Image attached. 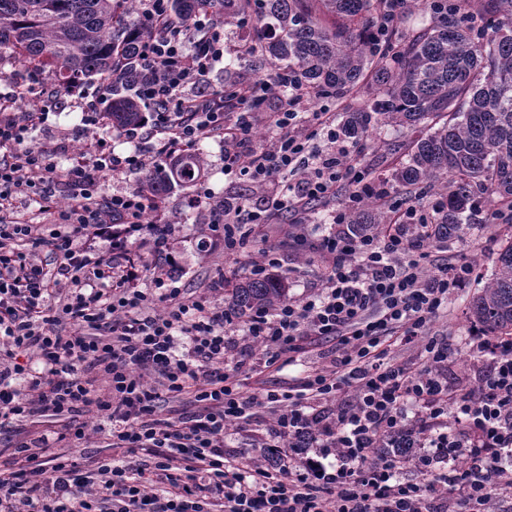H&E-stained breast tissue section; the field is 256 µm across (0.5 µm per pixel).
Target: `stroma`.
<instances>
[{"label": "stroma", "mask_w": 512, "mask_h": 512, "mask_svg": "<svg viewBox=\"0 0 512 512\" xmlns=\"http://www.w3.org/2000/svg\"><path fill=\"white\" fill-rule=\"evenodd\" d=\"M263 38L259 25L253 21L225 26L224 60L211 71L210 88L269 79L276 70L272 61L243 56L237 50L238 45ZM98 139L104 140L119 155L128 154L133 149L121 130L92 122L90 113L84 112L74 97L67 95L62 100L61 112L49 114L45 126L32 132L29 142L33 145L47 140L62 143L64 150L56 157L57 163L61 164L68 153ZM407 139V134L392 127L370 125L357 142V160L373 176L388 177L394 157L386 146ZM199 151L206 160L204 179L216 197L251 199V185L225 176L223 143L209 140L200 145ZM192 193L189 186L175 188L165 197L164 207L166 214L179 223L173 237V252L181 264L178 276L186 293L195 295L214 281H233L248 276L251 258L227 255L222 244L209 241L198 211L186 205ZM264 234L265 246L274 248L277 253L276 272L283 276L289 298L298 301L318 294L324 286V265L314 250L320 236L315 224H269L265 226ZM510 237L512 223H490L487 210H477L457 239L431 245V260L437 264L465 258L475 262L480 277L486 278L494 268V252L498 244ZM476 291V286L472 285L451 296L447 310L436 317L428 329L429 335L452 339L454 353L448 361V379L463 388L473 384L489 366L488 360L474 356L469 347L474 327L467 317V304Z\"/></svg>", "instance_id": "1"}]
</instances>
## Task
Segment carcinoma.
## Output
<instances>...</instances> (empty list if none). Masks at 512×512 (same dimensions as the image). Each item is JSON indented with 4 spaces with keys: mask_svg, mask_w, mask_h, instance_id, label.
I'll return each mask as SVG.
<instances>
[{
    "mask_svg": "<svg viewBox=\"0 0 512 512\" xmlns=\"http://www.w3.org/2000/svg\"><path fill=\"white\" fill-rule=\"evenodd\" d=\"M224 24L253 17L266 36L258 54L285 63L311 92L343 99L359 93L367 75L375 88L351 112L341 131L361 137L373 116L430 132L388 150L404 151L391 173L400 190L437 189L429 242L459 236L478 201L512 200V0H473L474 14L438 15L427 29L376 47L368 32L382 0H213ZM207 0H171V15L186 22ZM137 0H0V61L10 57L51 73L58 86L86 79L113 80L116 90L103 117L115 129L144 121L142 104L128 94L139 81L138 38L148 34L136 18ZM205 160L185 154L149 170L138 190L163 198L201 177ZM389 219L373 201L352 210L351 228L377 235ZM239 317L274 311L287 300L283 278H243L224 289ZM468 318L492 336L512 335V240L497 251L495 271L468 307ZM374 457L400 461L413 452L384 440Z\"/></svg>",
    "mask_w": 512,
    "mask_h": 512,
    "instance_id": "obj_1",
    "label": "carcinoma"
}]
</instances>
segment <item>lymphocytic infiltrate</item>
Returning <instances> with one entry per match:
<instances>
[{
    "mask_svg": "<svg viewBox=\"0 0 512 512\" xmlns=\"http://www.w3.org/2000/svg\"><path fill=\"white\" fill-rule=\"evenodd\" d=\"M139 17L153 33L136 59L150 116L124 129L131 153L98 141L58 169V144L27 143L58 102L40 94L23 110L18 91L0 93V452L9 458L0 512H486L512 492V337L474 336L491 369L461 393L448 382L450 342L426 334L476 280L473 263L428 270L429 207L396 202L386 179L369 177L335 113L299 129L312 95L298 72L210 89L224 59L219 12L178 23L170 0H140ZM283 88L278 110L252 113ZM259 121L274 131L270 143L252 144ZM208 139L224 144L225 174L269 188L260 202L227 206L197 181L190 206L208 210L209 235L227 253L262 241L282 213L308 223L341 182L350 203L375 200L391 218L379 237H361L335 211L319 244L323 291L236 323L213 300L223 284L186 295L161 201L108 196L101 185ZM141 240L158 260L146 288L132 255ZM245 335L262 345L256 367L294 365L316 348L326 363L288 389L243 395L224 364L245 366ZM393 346L422 347L423 366L389 361ZM406 402L420 409L411 424ZM261 406L274 413L262 449L279 456L275 468L248 448L224 453L226 425ZM94 410L112 425L104 459L80 451L98 433L87 419ZM399 434L418 449L421 481L402 480L391 460H367L378 438ZM300 440L306 451L290 450Z\"/></svg>",
    "mask_w": 512,
    "mask_h": 512,
    "instance_id": "lymphocytic-infiltrate-1",
    "label": "lymphocytic infiltrate"
}]
</instances>
